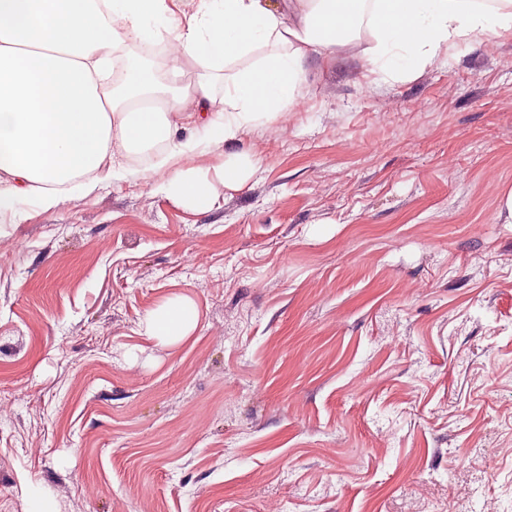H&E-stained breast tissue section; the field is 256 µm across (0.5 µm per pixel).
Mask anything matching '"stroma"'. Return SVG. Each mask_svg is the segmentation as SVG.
I'll use <instances>...</instances> for the list:
<instances>
[{"label": "stroma", "mask_w": 512, "mask_h": 512, "mask_svg": "<svg viewBox=\"0 0 512 512\" xmlns=\"http://www.w3.org/2000/svg\"><path fill=\"white\" fill-rule=\"evenodd\" d=\"M360 40L243 186L211 147L209 212L150 152L0 215V512H512V32L393 79ZM198 322L199 311L195 302L188 296L177 295L150 310L144 318L143 329L159 346L171 348L187 341Z\"/></svg>", "instance_id": "stroma-1"}]
</instances>
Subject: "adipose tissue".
<instances>
[{
    "instance_id": "ef3b65f1",
    "label": "adipose tissue",
    "mask_w": 512,
    "mask_h": 512,
    "mask_svg": "<svg viewBox=\"0 0 512 512\" xmlns=\"http://www.w3.org/2000/svg\"><path fill=\"white\" fill-rule=\"evenodd\" d=\"M185 23L171 24L168 0H0V210L33 200L62 204L80 177L93 184L138 177L130 160L164 144L183 167L167 179L170 198L199 212L216 198L202 167L213 143L230 152L226 187L254 168L233 151L248 127L277 119L303 100L306 63L335 60L357 46L362 26L375 44L371 62L385 75H409L460 41L512 31V0H193ZM169 40L175 48L168 85L146 65L124 69L128 102L102 91L126 41ZM204 75L180 84L183 58ZM248 66L225 77L223 110L213 107L209 73L233 61ZM199 311L188 296L166 299L144 318L145 334L164 348L187 341Z\"/></svg>"
}]
</instances>
